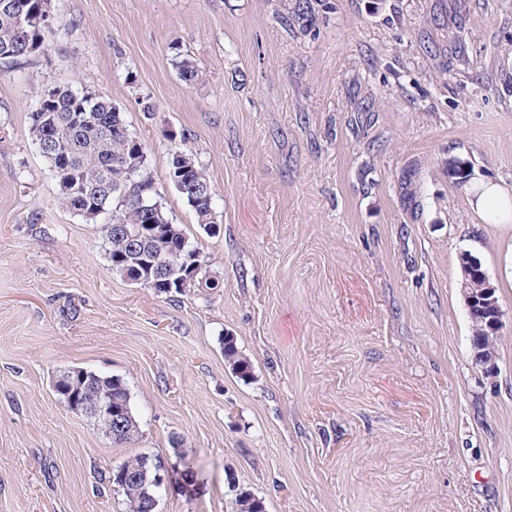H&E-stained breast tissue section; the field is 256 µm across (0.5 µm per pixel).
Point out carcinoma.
Returning <instances> with one entry per match:
<instances>
[{
    "label": "carcinoma",
    "instance_id": "1",
    "mask_svg": "<svg viewBox=\"0 0 512 512\" xmlns=\"http://www.w3.org/2000/svg\"><path fill=\"white\" fill-rule=\"evenodd\" d=\"M35 0H0V64L18 63L50 50L54 42L50 9L38 12ZM173 66L186 81L197 73V62L188 53L176 52ZM33 140L55 136L42 156L56 180L62 204L73 214L100 225L104 250L112 270L123 278L151 288L157 294H182L191 289L202 291L220 287L216 277L201 273L187 277L179 285L176 279L188 257L204 262L183 229L169 221L160 205L156 223L140 212L138 201L146 198L162 202V194L147 164L144 144L129 133L124 113L112 102L88 91L60 85L46 87L30 113ZM183 171L190 185L178 192L193 209L197 224L205 230L215 227L213 192L209 180L191 154L178 150L172 154L169 171ZM128 224L140 231V250L114 228ZM468 269L472 297H481L484 271L469 253L459 257ZM476 304L466 306L472 332L471 354L474 359H496L497 337L488 333L486 321L474 316ZM224 361L244 379L251 378L252 365L226 335L223 339ZM64 380L65 400L81 401L89 393L110 398L114 406L133 411L130 392L118 377L73 367ZM115 444L132 443L139 436L136 417H130L119 435L106 433ZM119 467L112 468L109 482L125 497L129 512L147 496L159 494L154 476L147 471L139 479L124 480ZM234 512H265L263 501L247 492L236 495Z\"/></svg>",
    "mask_w": 512,
    "mask_h": 512
}]
</instances>
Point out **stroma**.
<instances>
[{"instance_id": "stroma-1", "label": "stroma", "mask_w": 512, "mask_h": 512, "mask_svg": "<svg viewBox=\"0 0 512 512\" xmlns=\"http://www.w3.org/2000/svg\"><path fill=\"white\" fill-rule=\"evenodd\" d=\"M308 3L298 24L295 0H51V50L0 66V512H129L108 476L144 453L200 472L159 512H232L242 488L266 512H512V223L448 174L512 188V0ZM51 84L120 108L220 288L112 271L32 140ZM179 149L212 233L167 179ZM466 251L503 312L492 378ZM74 366L125 382L135 444L55 395ZM182 170L183 175L189 178L190 184L185 189L178 188L174 185L182 183V175H172L171 172L175 170ZM168 179L175 189L183 196L188 205L193 209L199 226L204 230L209 231L215 228V211L213 207V192L209 180L206 178L204 172L196 164L195 159L191 154L184 150L175 151L172 154L171 162L168 169ZM173 179V181H172ZM174 182V183H173ZM190 186H196V191H192ZM210 195V197H208ZM224 344V361L235 371L241 378L249 379L252 376V365L250 361L244 357L236 344L234 336L226 335L223 339Z\"/></svg>"}]
</instances>
